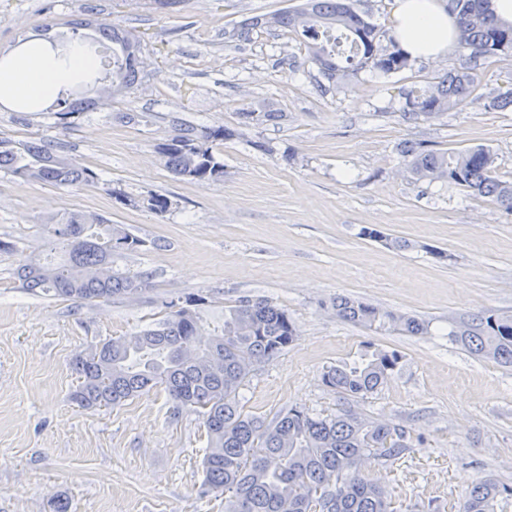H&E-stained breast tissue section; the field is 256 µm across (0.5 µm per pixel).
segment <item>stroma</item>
Listing matches in <instances>:
<instances>
[{"mask_svg":"<svg viewBox=\"0 0 512 512\" xmlns=\"http://www.w3.org/2000/svg\"><path fill=\"white\" fill-rule=\"evenodd\" d=\"M302 0H184L157 12L138 0H0V57L38 30L60 43L93 41L94 16L131 29L152 62L142 82L61 124L52 110L0 107V137L61 144L93 170L95 185L58 188L0 173V512H224L203 493L206 437L193 410L154 390L107 410L71 399L76 355L164 318L200 298L197 328L224 331V309L244 296L286 308L297 336L257 366L239 392L244 412L273 419L289 408L329 415L342 407L411 429L418 441L369 476L417 512H449L486 475L512 484V367L448 341L461 314L512 315V213L445 182L416 183L404 143L491 150L512 183V110L488 108L512 86V60L489 61L470 102L439 119L403 118L402 88L432 85L466 56L413 59L383 76L359 72L336 87L291 35L255 30L225 39L243 19ZM247 112L281 120L245 125ZM137 115L134 123L125 114ZM224 126V175H173L160 148L174 123ZM170 201L155 214L150 195ZM103 215L144 240L112 266L144 273L133 298L75 304L20 288L17 269L49 248L48 216ZM379 229L383 240L363 236ZM343 294L429 321L424 336L377 334L340 320ZM401 361L383 388L339 400L327 368L366 348Z\"/></svg>","mask_w":512,"mask_h":512,"instance_id":"obj_1","label":"stroma"}]
</instances>
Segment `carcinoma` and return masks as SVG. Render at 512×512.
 <instances>
[{
	"label": "carcinoma",
	"mask_w": 512,
	"mask_h": 512,
	"mask_svg": "<svg viewBox=\"0 0 512 512\" xmlns=\"http://www.w3.org/2000/svg\"><path fill=\"white\" fill-rule=\"evenodd\" d=\"M358 0H303L261 19L242 21L224 37L250 39L258 26L278 28L303 44L307 58L329 81L349 83L370 67L384 75L407 68L410 58L390 32L379 28L356 7ZM455 20L458 46L469 50L465 62L442 74L434 85L403 93L406 120L431 121L466 105L491 59L512 56V24L500 21L490 0H448ZM100 38L112 42L113 60L105 71L93 66L84 79L104 84L103 97L112 98L142 79L141 41L117 24H97ZM340 30L353 51L336 56L328 49V34ZM79 84L53 101L60 119L94 108L99 100L80 97ZM235 135L224 127L180 124L161 147L166 166L176 176L216 180L224 176V161L213 144ZM401 156L418 181H444L491 198L512 212V183L495 175L494 155L482 146L463 151H438L404 144ZM0 171L23 182L68 187L97 181L88 168L74 164L62 146L42 141L14 142L0 137ZM64 258L59 264L32 262L19 269L22 287L76 304L129 298L147 285L145 274L114 270L105 279L93 272L112 263V253L137 251L146 242L115 227L102 216L70 211L47 220ZM197 300L168 313L152 326L109 339L79 354L74 370L79 386L73 400L84 409L121 405L163 387L174 408H191L202 418L207 436L203 458V492L224 495V512H397L389 491L364 472L371 458L395 459L412 447L411 432L366 420L345 410L313 414L290 408L268 422L241 410L238 400L253 367L248 356L267 363L295 341L296 328L288 311L265 298L241 299L224 310V335L198 338ZM336 317L377 333L395 331L422 336L426 321L382 310L348 296L331 302ZM448 341L469 353L512 366V318L493 313L462 315L448 332ZM401 357L375 351L351 364L331 367L323 376L339 398H364L377 393L394 373ZM360 468L345 472L348 460ZM512 486L493 477L477 480L459 512H507Z\"/></svg>",
	"instance_id": "cac0c4a2"
}]
</instances>
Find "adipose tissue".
<instances>
[{
	"label": "adipose tissue",
	"mask_w": 512,
	"mask_h": 512,
	"mask_svg": "<svg viewBox=\"0 0 512 512\" xmlns=\"http://www.w3.org/2000/svg\"><path fill=\"white\" fill-rule=\"evenodd\" d=\"M394 36L410 56L438 59L447 54L456 28L436 0H395ZM90 59L80 42L65 51L45 41H29L0 59V103L43 102L76 82L89 68Z\"/></svg>",
	"instance_id": "ef3b65f1"
}]
</instances>
